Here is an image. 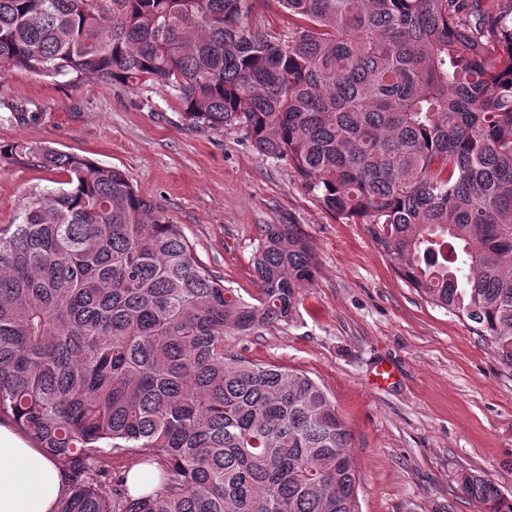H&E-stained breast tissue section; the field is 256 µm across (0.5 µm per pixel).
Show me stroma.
<instances>
[{
	"label": "stroma",
	"instance_id": "1",
	"mask_svg": "<svg viewBox=\"0 0 512 512\" xmlns=\"http://www.w3.org/2000/svg\"><path fill=\"white\" fill-rule=\"evenodd\" d=\"M31 119H14L17 106ZM179 101L146 83L131 89L23 71L0 76V145L49 146L120 168L162 205L225 286L255 291L258 229L290 224L316 262L295 320L225 351L304 371L329 393L352 433L360 512H480L457 473L476 470L512 491V369L479 333L433 305L373 245L307 193L287 162L260 157L245 130L185 123ZM66 176L0 155V224ZM389 385H373L379 365Z\"/></svg>",
	"mask_w": 512,
	"mask_h": 512
}]
</instances>
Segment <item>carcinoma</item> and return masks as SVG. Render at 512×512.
I'll return each instance as SVG.
<instances>
[{"label":"carcinoma","mask_w":512,"mask_h":512,"mask_svg":"<svg viewBox=\"0 0 512 512\" xmlns=\"http://www.w3.org/2000/svg\"><path fill=\"white\" fill-rule=\"evenodd\" d=\"M275 6L288 29L258 27ZM150 82L193 127L236 122L512 368V10L482 0H0V73ZM69 176L0 226V422L68 476L56 512H359L351 433L309 376L224 352L291 323L314 258L265 224L247 301L122 170ZM157 484L106 493L110 459ZM483 512L512 495L457 475ZM156 481V471L144 466L133 468L127 478L131 493L138 495L149 491Z\"/></svg>","instance_id":"cac0c4a2"}]
</instances>
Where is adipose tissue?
Instances as JSON below:
<instances>
[{"label":"adipose tissue","instance_id":"ef3b65f1","mask_svg":"<svg viewBox=\"0 0 512 512\" xmlns=\"http://www.w3.org/2000/svg\"><path fill=\"white\" fill-rule=\"evenodd\" d=\"M65 474L10 425H0V512H55Z\"/></svg>","mask_w":512,"mask_h":512}]
</instances>
